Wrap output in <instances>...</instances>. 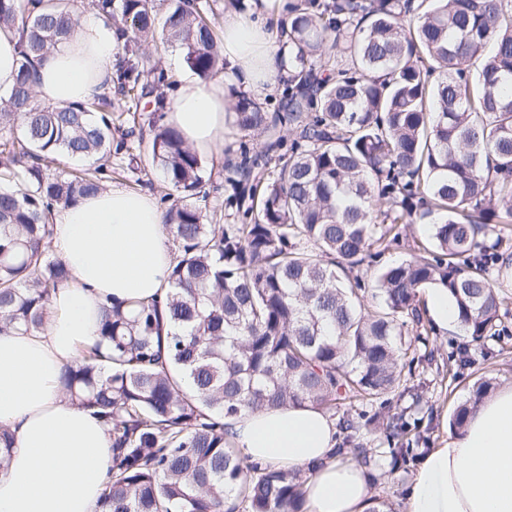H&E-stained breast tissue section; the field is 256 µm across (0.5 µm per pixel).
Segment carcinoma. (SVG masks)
<instances>
[{
  "label": "carcinoma",
  "mask_w": 512,
  "mask_h": 512,
  "mask_svg": "<svg viewBox=\"0 0 512 512\" xmlns=\"http://www.w3.org/2000/svg\"><path fill=\"white\" fill-rule=\"evenodd\" d=\"M117 26L124 55L111 87L67 106L38 102L34 60L75 31L74 0H0V27L17 28V83L0 98V332H35L69 279L53 244L54 212L106 188L112 154L127 149L112 92L140 111L152 164L179 193L162 196L171 239L166 293L102 309L99 339L66 364L65 396L102 419L112 468L100 512H303L307 478L248 460L228 420L242 412L311 404L340 420L331 456H352L373 485L407 472L424 452L419 387L402 386L405 327L424 324L420 294L443 288L458 327L491 336L502 300L488 277L499 255L485 237L512 223V0H290L288 42L299 70L275 112L241 96L236 126L268 137L241 155L224 209L205 222L211 177L202 157L164 122L178 80L145 53L178 45L204 79L223 69L208 0H91ZM89 161L77 172L59 159ZM437 211L430 246L368 290L354 268L400 226ZM493 389L474 384L455 407ZM409 393L412 404L391 412ZM384 431L388 447L366 448Z\"/></svg>",
  "instance_id": "cac0c4a2"
}]
</instances>
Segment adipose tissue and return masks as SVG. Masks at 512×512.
Instances as JSON below:
<instances>
[{"label":"adipose tissue","instance_id":"adipose-tissue-1","mask_svg":"<svg viewBox=\"0 0 512 512\" xmlns=\"http://www.w3.org/2000/svg\"><path fill=\"white\" fill-rule=\"evenodd\" d=\"M261 13L258 2L225 12L221 43L230 83L183 77L166 114L200 152L224 145L227 85L260 96L289 76L280 64L288 44ZM76 19L72 39L34 67L43 103L92 100L111 80L114 26L91 11ZM54 224V247L71 280L52 294L41 332L0 333V427L13 435L0 472V512H97L112 441L97 417L65 398L59 373L79 346L96 340L104 304L148 301L169 286V231L150 193L111 186L59 209ZM231 433L251 460L312 468L305 512H371L367 476L356 463L332 456L338 431L321 410L244 413L232 420ZM406 512H512V383L486 395L459 436L422 458Z\"/></svg>","mask_w":512,"mask_h":512}]
</instances>
